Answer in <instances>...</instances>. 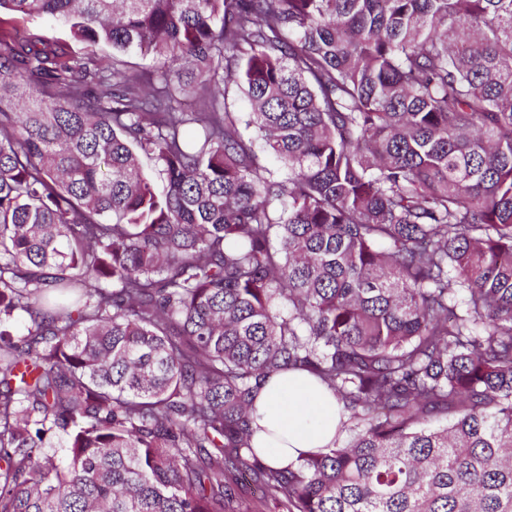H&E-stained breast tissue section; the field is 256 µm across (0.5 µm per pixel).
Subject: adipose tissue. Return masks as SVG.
Listing matches in <instances>:
<instances>
[{
  "label": "adipose tissue",
  "mask_w": 512,
  "mask_h": 512,
  "mask_svg": "<svg viewBox=\"0 0 512 512\" xmlns=\"http://www.w3.org/2000/svg\"><path fill=\"white\" fill-rule=\"evenodd\" d=\"M340 416L333 395L306 373L273 376L255 400L256 454L266 464L288 466L300 453L330 443Z\"/></svg>",
  "instance_id": "adipose-tissue-1"
}]
</instances>
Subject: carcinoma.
Returning a JSON list of instances; mask_svg holds the SVG:
<instances>
[{
  "label": "carcinoma",
  "mask_w": 512,
  "mask_h": 512,
  "mask_svg": "<svg viewBox=\"0 0 512 512\" xmlns=\"http://www.w3.org/2000/svg\"><path fill=\"white\" fill-rule=\"evenodd\" d=\"M3 11L112 55L0 17V512H234L244 474L289 512H512V0ZM287 369L343 418L282 469L253 412ZM14 24L28 31L39 33L47 38L65 40L78 55L95 54L96 56H101L104 54L98 47H89L75 42L71 37L69 27L62 23H51L40 18H18L15 19ZM226 104L231 112H236L240 117V129L245 137H255L253 127L246 128L245 122L249 119L248 112H250L249 105L245 95L236 88L229 89L226 96Z\"/></svg>",
  "instance_id": "cac0c4a2"
}]
</instances>
